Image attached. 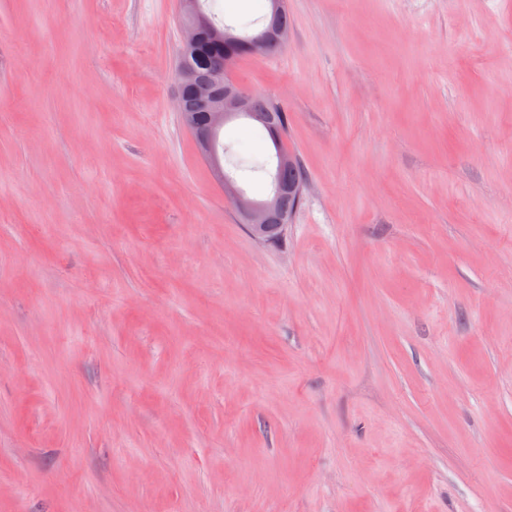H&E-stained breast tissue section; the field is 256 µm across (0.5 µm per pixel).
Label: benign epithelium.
<instances>
[{
    "instance_id": "benign-epithelium-1",
    "label": "benign epithelium",
    "mask_w": 512,
    "mask_h": 512,
    "mask_svg": "<svg viewBox=\"0 0 512 512\" xmlns=\"http://www.w3.org/2000/svg\"><path fill=\"white\" fill-rule=\"evenodd\" d=\"M182 46L186 49L198 44L200 34L212 29L209 18L202 14L196 0H181ZM236 59L224 58V65L215 68L204 80H199L188 68L179 70V86H192L201 102L210 104L209 123L206 129L199 128L186 110L185 93L179 92L178 111L184 124L192 131L199 151L209 162L217 163L216 137L221 127L237 119L249 120L263 125L271 131L274 144L273 170L269 172L271 190L269 194L257 200L248 196L235 180L222 170H217L218 179L224 187V196L232 204L241 223L247 226L249 233L258 241L268 243V234L284 231L292 208L303 196L305 187L298 184H284L275 179V171L294 164V155L284 148L275 116L271 112H257L253 109L255 93L238 84L232 78Z\"/></svg>"
}]
</instances>
